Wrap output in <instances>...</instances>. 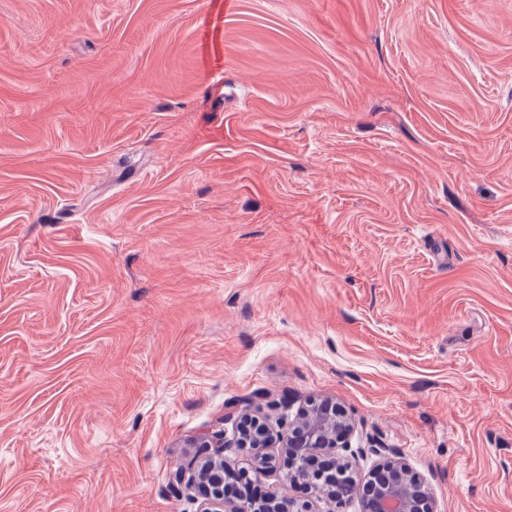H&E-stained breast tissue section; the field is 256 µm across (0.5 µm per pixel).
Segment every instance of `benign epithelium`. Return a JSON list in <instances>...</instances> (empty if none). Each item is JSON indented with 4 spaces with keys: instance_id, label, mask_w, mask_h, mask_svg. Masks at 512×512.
Instances as JSON below:
<instances>
[{
    "instance_id": "benign-epithelium-1",
    "label": "benign epithelium",
    "mask_w": 512,
    "mask_h": 512,
    "mask_svg": "<svg viewBox=\"0 0 512 512\" xmlns=\"http://www.w3.org/2000/svg\"><path fill=\"white\" fill-rule=\"evenodd\" d=\"M354 429L348 413L331 400H321L299 421L288 424V434L273 430L251 399L224 416V427L198 435L194 453L183 464L181 483L198 490L205 500L201 512H255L250 502L229 501L224 492V453L251 451L255 469L283 472L288 481L303 483L311 498L293 500L275 493L261 504L260 512H315L313 501L326 499V488L336 483V470L354 478L356 451L347 447ZM374 466L359 499L360 512H435L423 482H408V467L401 460L375 450Z\"/></svg>"
}]
</instances>
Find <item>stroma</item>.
Returning a JSON list of instances; mask_svg holds the SVG:
<instances>
[{
    "instance_id": "obj_1",
    "label": "stroma",
    "mask_w": 512,
    "mask_h": 512,
    "mask_svg": "<svg viewBox=\"0 0 512 512\" xmlns=\"http://www.w3.org/2000/svg\"><path fill=\"white\" fill-rule=\"evenodd\" d=\"M255 396L512 512V0H0V512H199Z\"/></svg>"
}]
</instances>
